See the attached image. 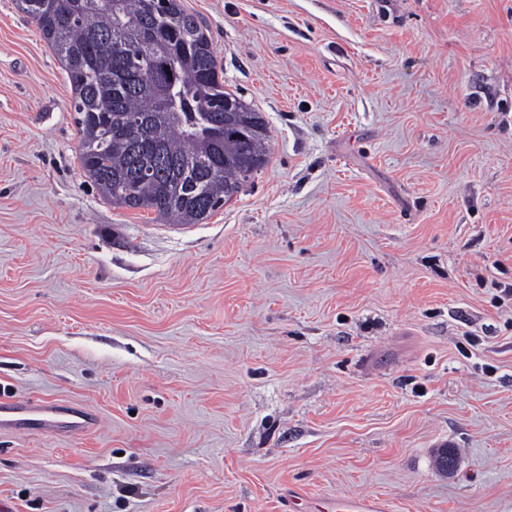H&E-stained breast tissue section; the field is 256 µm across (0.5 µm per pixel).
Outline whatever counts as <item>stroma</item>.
<instances>
[{
	"label": "stroma",
	"instance_id": "35a3bbf8",
	"mask_svg": "<svg viewBox=\"0 0 512 512\" xmlns=\"http://www.w3.org/2000/svg\"><path fill=\"white\" fill-rule=\"evenodd\" d=\"M182 5L270 157L177 231L84 176L67 75L0 0V399L60 423L0 427V503L512 512V0ZM327 512H387L389 505L380 498L345 496L327 503Z\"/></svg>",
	"mask_w": 512,
	"mask_h": 512
}]
</instances>
